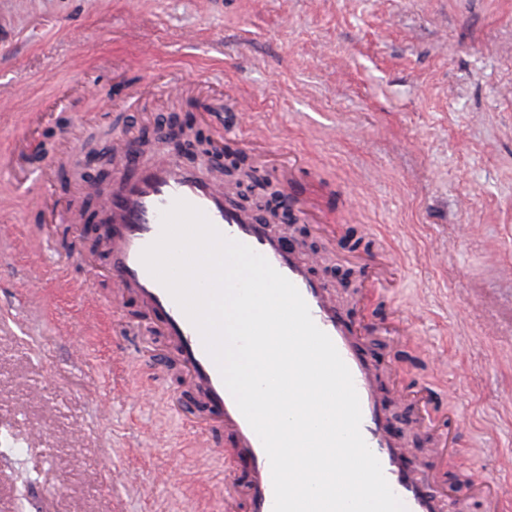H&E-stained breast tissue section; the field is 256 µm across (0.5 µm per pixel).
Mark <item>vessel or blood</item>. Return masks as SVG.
Here are the masks:
<instances>
[{
  "mask_svg": "<svg viewBox=\"0 0 512 512\" xmlns=\"http://www.w3.org/2000/svg\"><path fill=\"white\" fill-rule=\"evenodd\" d=\"M116 192L99 206L109 223V276L117 293L135 292L150 319L174 347L209 411V424L224 431V484L234 486L241 469H248L245 512H273L271 469L263 445L225 387L199 330L167 288L142 261L143 251L162 233V214L182 200L201 210L225 237L263 255L288 278L307 303L314 323L333 341L348 366L360 400L362 436L381 463L383 473L406 512H438L439 503L428 479L408 468L403 450L386 427L383 389L360 352L362 336L389 333L384 319L352 322L333 301L331 288L313 277L309 261L282 245V233L241 210L233 198L194 166L176 157L145 164L133 153L115 171Z\"/></svg>",
  "mask_w": 512,
  "mask_h": 512,
  "instance_id": "vessel-or-blood-1",
  "label": "vessel or blood"
}]
</instances>
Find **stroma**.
<instances>
[{"mask_svg":"<svg viewBox=\"0 0 512 512\" xmlns=\"http://www.w3.org/2000/svg\"><path fill=\"white\" fill-rule=\"evenodd\" d=\"M168 74L201 89L178 100ZM19 88L0 108V512H224V458L200 462L184 428L200 405L164 336L114 296L104 250L37 237L24 179L53 164L65 206L77 150L173 112L250 165L246 130L270 170L296 171L293 198L323 221L293 215L286 234L349 316L361 296L337 272L364 283L361 259L393 252L376 311L416 312L430 349L373 335L366 356L463 420L461 479H490L512 512V0H0V98ZM387 415L414 470L444 455L392 393Z\"/></svg>","mask_w":512,"mask_h":512,"instance_id":"1","label":"stroma"}]
</instances>
